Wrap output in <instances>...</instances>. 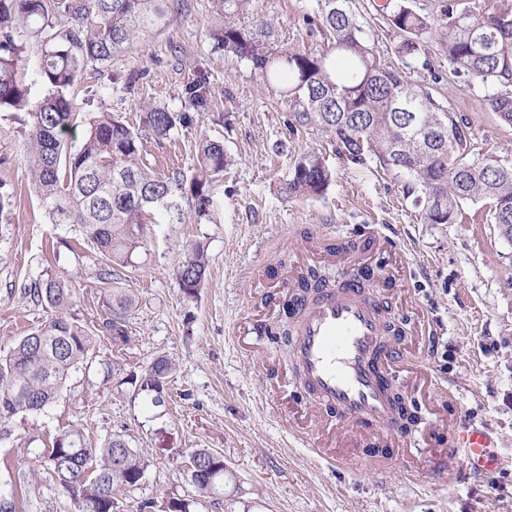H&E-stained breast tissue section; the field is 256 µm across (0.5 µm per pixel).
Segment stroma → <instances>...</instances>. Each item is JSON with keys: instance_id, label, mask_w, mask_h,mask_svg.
<instances>
[{"instance_id": "obj_1", "label": "stroma", "mask_w": 512, "mask_h": 512, "mask_svg": "<svg viewBox=\"0 0 512 512\" xmlns=\"http://www.w3.org/2000/svg\"><path fill=\"white\" fill-rule=\"evenodd\" d=\"M383 2L351 3L381 58L468 120L470 160L512 163V124L488 105L498 86L457 73L431 39L416 55L399 54ZM318 10V0H252L240 21L267 19L283 42L316 53L328 38ZM214 20V0H178L161 33L88 65L74 82L72 147L96 112L137 127L145 107L184 111V86L205 69L212 106L167 140L146 137L144 155L157 172L176 168L189 177L196 146L208 137L223 142L228 163L208 186L204 208L182 189L146 214L142 246L120 282L135 299L128 344L117 349L109 336H95L59 399L13 421L10 438L0 441V493L15 495L19 512H74L35 458L77 427L92 444L120 435L148 455L138 485L116 493L120 512L171 498L191 512H512V238L479 203L465 205L455 223H424L406 176L372 159L352 163L334 135L294 125L283 87L215 46ZM28 130L25 113L0 112L1 355L49 317L27 294L45 273L76 288L81 319L96 321L102 305L96 250L77 225L50 224L38 204L23 149ZM312 152L331 169L330 185L316 196H286L295 163ZM372 235L387 244L366 262L402 275L409 333L397 340L402 359L394 372L422 422L405 452L384 465L363 460L337 470L307 445L312 407L283 336L289 290L306 267L339 279L346 268L330 259L327 244ZM196 242L205 247L207 274L188 298L176 273ZM160 357L173 369L157 404L136 381ZM442 416L456 428L487 431L502 469L478 475L460 457L438 454L429 426ZM197 448L223 455V496L200 497L191 484L188 461Z\"/></svg>"}]
</instances>
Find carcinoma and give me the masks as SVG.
<instances>
[{"label": "carcinoma", "instance_id": "carcinoma-1", "mask_svg": "<svg viewBox=\"0 0 512 512\" xmlns=\"http://www.w3.org/2000/svg\"><path fill=\"white\" fill-rule=\"evenodd\" d=\"M175 0H0V111L25 112L29 159L40 207L53 224H76L101 259L98 280L104 314L92 325L73 313L75 289L53 276L29 288L48 306L50 317L0 357V437L20 414L41 412L55 402L69 372L87 355L93 336L127 340L132 298L118 287V269L130 265L140 248L144 212L183 186L176 172L159 177L143 161L142 133L110 112L90 118L81 144L67 146L63 135L73 116L70 88L90 62L106 64L134 43L162 31ZM317 20L332 40L321 53L279 43L269 21L240 26L235 19L251 0H216L222 24L211 37L224 51L249 63L264 81L284 85L295 96L293 118L301 127L317 126L335 135L352 162L371 158L387 170L407 175L408 192L424 222L452 224L463 205L483 203L493 223L512 236V163L467 160V124L381 60L363 36L351 0H318ZM386 16L398 38L397 52L415 55L422 38L435 36L441 51L460 73L502 91L491 100L499 117L512 123V10H457L455 0L440 5L434 20L393 0ZM69 27L55 30V20ZM42 43L37 71L49 93L33 101L25 65L11 51L15 38ZM185 112L152 107L142 123L157 140L193 122L191 112L210 103V80L200 70L184 88ZM224 144L207 137L197 146L192 197L201 206L205 187L224 171ZM331 172L317 154L302 157L285 184L289 196L323 193ZM421 194H416V190ZM206 274L204 247L197 244L176 279L186 297L196 295ZM167 360H155L140 389L160 402ZM202 478L192 481L201 496L224 491V457L205 448L193 451ZM38 466L71 495L77 512H116L118 487L133 488L149 466L147 456L114 436L95 448L72 429L54 441Z\"/></svg>", "mask_w": 512, "mask_h": 512}]
</instances>
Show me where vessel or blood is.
<instances>
[{
  "instance_id": "b4317fda",
  "label": "vessel or blood",
  "mask_w": 512,
  "mask_h": 512,
  "mask_svg": "<svg viewBox=\"0 0 512 512\" xmlns=\"http://www.w3.org/2000/svg\"><path fill=\"white\" fill-rule=\"evenodd\" d=\"M334 255L352 265V274L334 288L291 293L288 311L296 324L291 353L310 399L326 421L311 437V451L326 463L348 469L352 460L334 452L335 433L368 448L401 446V410L389 394L396 381L397 354L385 336L386 323L397 315L399 290L388 276L384 294H370L359 278L366 270L362 256L341 248ZM453 451L480 475L502 466L489 436L478 429L459 431Z\"/></svg>"
}]
</instances>
